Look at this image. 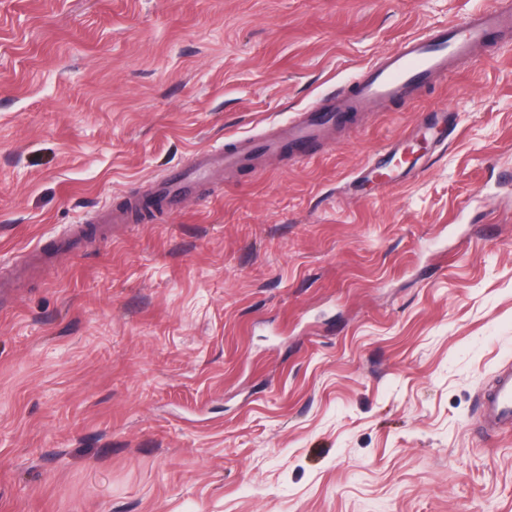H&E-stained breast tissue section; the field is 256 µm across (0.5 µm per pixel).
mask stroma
Masks as SVG:
<instances>
[{"mask_svg": "<svg viewBox=\"0 0 512 512\" xmlns=\"http://www.w3.org/2000/svg\"><path fill=\"white\" fill-rule=\"evenodd\" d=\"M490 4L0 0V512H512V42L93 221ZM421 132L422 130L418 128L414 135L405 136L403 140L394 141L377 151L370 160L366 168V172H369L371 175L375 170L382 168L388 163H394L395 159L400 154L404 143L407 140L417 137ZM483 418L491 433L512 426L511 366L501 372L494 389L485 397Z\"/></svg>", "mask_w": 512, "mask_h": 512, "instance_id": "35a3bbf8", "label": "stroma"}]
</instances>
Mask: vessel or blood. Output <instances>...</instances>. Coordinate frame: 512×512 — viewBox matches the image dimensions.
Returning a JSON list of instances; mask_svg holds the SVG:
<instances>
[{
	"instance_id": "obj_1",
	"label": "vessel or blood",
	"mask_w": 512,
	"mask_h": 512,
	"mask_svg": "<svg viewBox=\"0 0 512 512\" xmlns=\"http://www.w3.org/2000/svg\"><path fill=\"white\" fill-rule=\"evenodd\" d=\"M512 34V0H495L492 7L471 12L455 24L405 39L389 54L366 68L348 91L330 94L319 107L305 110L293 123L272 129L261 139L235 138L220 150L196 151L191 166L176 170L161 182L159 193L168 209H176L194 183L223 179L226 171L253 163L260 154L290 147L298 159L310 157L323 140L353 114L392 101L414 99L423 85L445 77L458 60L495 38ZM484 423L490 432L512 426V371L503 370L484 400Z\"/></svg>"
}]
</instances>
